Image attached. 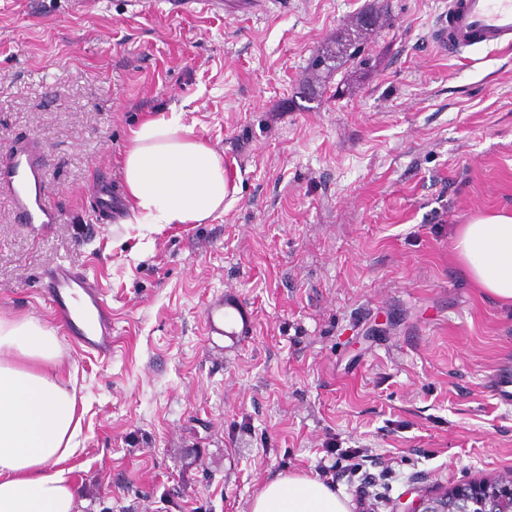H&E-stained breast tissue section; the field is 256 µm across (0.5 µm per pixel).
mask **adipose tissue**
Masks as SVG:
<instances>
[{
	"instance_id": "1",
	"label": "adipose tissue",
	"mask_w": 512,
	"mask_h": 512,
	"mask_svg": "<svg viewBox=\"0 0 512 512\" xmlns=\"http://www.w3.org/2000/svg\"><path fill=\"white\" fill-rule=\"evenodd\" d=\"M129 221L151 230L200 224L223 214L239 192L224 158L170 109L132 130L119 159ZM465 277L512 307V213L457 225L452 238ZM63 376L56 327L32 315L0 314V512H79L71 461L81 420ZM250 512H349L348 499L303 474L267 483Z\"/></svg>"
}]
</instances>
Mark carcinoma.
I'll use <instances>...</instances> for the list:
<instances>
[{
	"label": "carcinoma",
	"mask_w": 512,
	"mask_h": 512,
	"mask_svg": "<svg viewBox=\"0 0 512 512\" xmlns=\"http://www.w3.org/2000/svg\"><path fill=\"white\" fill-rule=\"evenodd\" d=\"M379 23L378 14L364 13L347 24L332 45L318 50L312 59L311 72L302 85L301 94L310 97L319 94L324 78L343 65L355 70L369 66L371 57L366 52V38Z\"/></svg>",
	"instance_id": "cac0c4a2"
}]
</instances>
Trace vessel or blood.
<instances>
[{"mask_svg": "<svg viewBox=\"0 0 512 512\" xmlns=\"http://www.w3.org/2000/svg\"><path fill=\"white\" fill-rule=\"evenodd\" d=\"M441 53L461 56L465 47L483 44L512 47V0H451L448 18L437 30ZM0 192L8 193L15 213L30 225L58 224L60 210L46 194L45 171L36 144L14 147L0 164ZM43 298L67 328V333L98 355L112 353V311L97 275L88 268L60 263L46 274ZM210 335L226 334L236 323L224 310L223 297L212 298L204 311Z\"/></svg>", "mask_w": 512, "mask_h": 512, "instance_id": "obj_1", "label": "vessel or blood"}]
</instances>
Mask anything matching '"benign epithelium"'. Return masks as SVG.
I'll return each instance as SVG.
<instances>
[{
    "mask_svg": "<svg viewBox=\"0 0 512 512\" xmlns=\"http://www.w3.org/2000/svg\"><path fill=\"white\" fill-rule=\"evenodd\" d=\"M402 512H512V473L494 481L460 483L428 493Z\"/></svg>",
    "mask_w": 512,
    "mask_h": 512,
    "instance_id": "7a95c632",
    "label": "benign epithelium"
}]
</instances>
